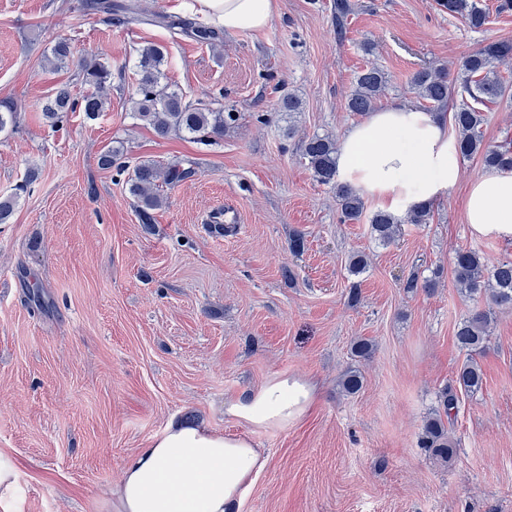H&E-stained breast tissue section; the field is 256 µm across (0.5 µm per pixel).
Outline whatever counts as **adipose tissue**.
I'll use <instances>...</instances> for the list:
<instances>
[{
	"mask_svg": "<svg viewBox=\"0 0 512 512\" xmlns=\"http://www.w3.org/2000/svg\"><path fill=\"white\" fill-rule=\"evenodd\" d=\"M198 3L228 31L264 29L276 11V0ZM337 172L356 193L398 215L440 198L462 178L447 122L404 103L371 112L347 129L338 145ZM464 221L474 234L512 239V174L492 168L472 178ZM315 402L310 381L276 374L225 403V413L244 424L246 433L224 435L201 421L171 420L149 447L126 460L111 493L121 512H241L268 465L252 432L294 425Z\"/></svg>",
	"mask_w": 512,
	"mask_h": 512,
	"instance_id": "obj_1",
	"label": "adipose tissue"
}]
</instances>
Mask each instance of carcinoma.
<instances>
[{"mask_svg":"<svg viewBox=\"0 0 512 512\" xmlns=\"http://www.w3.org/2000/svg\"><path fill=\"white\" fill-rule=\"evenodd\" d=\"M97 12L112 17L122 13L136 16L148 24L156 22L173 26L167 16L150 15L139 11L135 4L116 5L112 0H92ZM438 5L450 15L464 19L469 27L481 29L488 23L489 15L476 0H438ZM108 54L104 49L77 62L85 93L71 96L68 86L63 85L46 99L42 112L52 123L63 122L68 113L80 110L89 117L105 111V91L112 79V70L107 64ZM71 50L65 40L57 42L49 57L52 70L69 66ZM166 52L163 47L149 44L138 50L136 64V89L133 117L149 126L157 136L166 138L172 134L197 141L209 142L224 136V128L235 121L236 114L214 109L201 100L190 102L184 94L165 81L163 67ZM512 62V40H488L465 56L459 64L455 79L448 78L444 66L423 67L415 71L410 79L412 90L428 109L441 111L455 96L461 97L451 112L450 120L457 133L456 148L463 159L482 154L487 166L512 172V147L503 144L487 147L484 144L482 127L487 122L486 113L480 105L485 102L500 103L512 100L509 83L500 76V67ZM389 76L380 67L371 64L355 77L347 98L349 111L366 114L375 108L376 101L385 94ZM17 123V107L9 101H0V133L11 131ZM120 144L106 147L99 156V165L105 169L123 155ZM301 159L312 171L316 181L332 187L344 223H358L364 214V202L347 185L338 181L336 142L328 136L314 135L304 140L300 147ZM192 174L189 169L177 165L160 171L152 161L136 164L128 173L126 186L134 201L135 211L144 224L151 223L152 212L165 203L157 181L164 178L168 186H175ZM433 204L423 203L407 215L410 224H427L431 218ZM370 232L382 245L390 243L397 231L400 219L390 212L376 210L368 218ZM455 282L468 297L484 295L498 306L512 307V260L499 261L488 266L484 256L475 249H459L453 258ZM490 337L488 314L477 310L463 320L455 332L461 349L473 353L481 351ZM345 392L354 394L361 390L363 377L356 369H348L341 378ZM483 386V372L478 362L470 357L458 370L451 384L439 394V405L448 414L457 408L459 395L474 394ZM420 447L429 451L443 463H450L457 454L455 443L448 436L440 413L429 418L425 425Z\"/></svg>","mask_w":512,"mask_h":512,"instance_id":"cac0c4a2","label":"carcinoma"}]
</instances>
